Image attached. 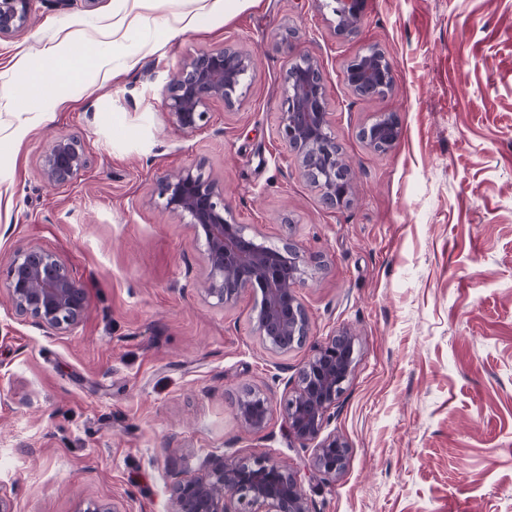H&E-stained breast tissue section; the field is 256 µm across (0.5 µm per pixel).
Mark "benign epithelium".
Instances as JSON below:
<instances>
[{
	"label": "benign epithelium",
	"instance_id": "benign-epithelium-1",
	"mask_svg": "<svg viewBox=\"0 0 512 512\" xmlns=\"http://www.w3.org/2000/svg\"><path fill=\"white\" fill-rule=\"evenodd\" d=\"M335 29L340 35L357 30L364 20L365 0H331ZM33 0H0V39L22 32ZM255 68L252 56L233 44H223L190 56L171 78L166 104L171 123L193 134L205 127L215 103L232 108L246 95L245 85ZM345 79L353 92L369 97L389 90L393 65L379 50L355 56ZM284 107L278 117V136L295 153L302 175L331 207L348 204L352 193L349 166L330 132L325 97V73L320 61L303 54L290 64L284 81ZM360 137L374 151L386 153L400 137L391 113L363 127ZM89 164L85 143L77 136L54 135L39 157L41 177L50 188L75 180ZM157 194L163 209L200 229L205 237L208 266L206 296L226 305L245 289L261 294L254 328L272 351L286 353L301 345L310 327L297 296L304 283L305 264L289 239L278 247L257 241L249 225L236 221L224 193V182L199 164L165 175ZM6 289L15 312L55 330H67L84 316L87 294L55 255L38 247L18 251L10 266ZM355 363V340L335 335L316 349L299 373L295 390L283 407L285 435L295 441H314L322 432L327 412L344 392ZM242 421L256 432L269 421L267 398L246 390L237 399ZM348 445L328 437L317 445L310 466L328 477L342 473ZM173 512H311L298 470L269 456L246 457L230 465L217 459L200 476L183 477L170 487Z\"/></svg>",
	"mask_w": 512,
	"mask_h": 512
}]
</instances>
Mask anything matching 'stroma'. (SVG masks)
Wrapping results in <instances>:
<instances>
[{"label":"stroma","instance_id":"35a3bbf8","mask_svg":"<svg viewBox=\"0 0 512 512\" xmlns=\"http://www.w3.org/2000/svg\"><path fill=\"white\" fill-rule=\"evenodd\" d=\"M200 0H35L0 40V497L12 512H172L175 477L207 461L267 455L300 470L312 512H512V0H366L337 35L318 0H242L181 29ZM227 42L254 55L240 105L212 106L186 135L165 87L184 61ZM97 47L91 63L67 51ZM393 64L384 95L344 81L357 54ZM302 53L325 72L330 130L354 172L327 207L277 134L284 76ZM55 73L35 91L29 75ZM385 112L386 153L359 136ZM83 139L88 167L46 187L51 136ZM258 241L291 239L306 341L281 354L254 330L252 291L218 304L201 288L204 235L163 210L160 176L195 165ZM53 253L87 293L57 331L16 314L17 251ZM356 364L323 436L344 471L314 472L313 445L284 435L283 406L315 349L339 332ZM267 397L265 431L236 400Z\"/></svg>","mask_w":512,"mask_h":512}]
</instances>
